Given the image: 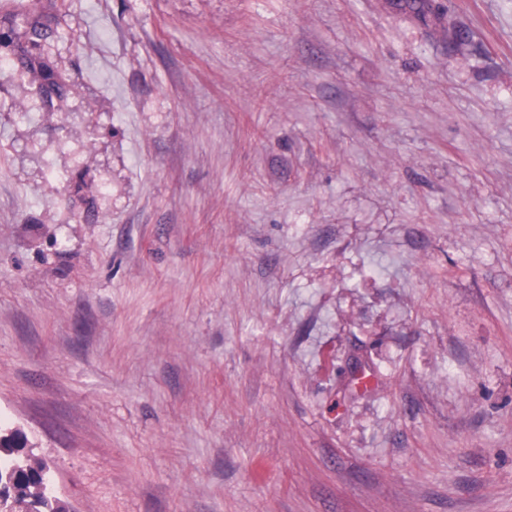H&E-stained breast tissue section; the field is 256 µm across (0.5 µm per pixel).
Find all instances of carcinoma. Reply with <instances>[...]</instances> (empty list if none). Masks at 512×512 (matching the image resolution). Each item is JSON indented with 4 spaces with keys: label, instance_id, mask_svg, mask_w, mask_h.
Instances as JSON below:
<instances>
[{
    "label": "carcinoma",
    "instance_id": "carcinoma-1",
    "mask_svg": "<svg viewBox=\"0 0 512 512\" xmlns=\"http://www.w3.org/2000/svg\"><path fill=\"white\" fill-rule=\"evenodd\" d=\"M66 96L64 85L52 81L40 89L47 105ZM24 442L17 432L0 431V512H66L48 495L45 465L23 463Z\"/></svg>",
    "mask_w": 512,
    "mask_h": 512
}]
</instances>
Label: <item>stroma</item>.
I'll use <instances>...</instances> for the list:
<instances>
[{
  "instance_id": "obj_1",
  "label": "stroma",
  "mask_w": 512,
  "mask_h": 512,
  "mask_svg": "<svg viewBox=\"0 0 512 512\" xmlns=\"http://www.w3.org/2000/svg\"><path fill=\"white\" fill-rule=\"evenodd\" d=\"M424 2L0 0V426L70 512H512V0Z\"/></svg>"
}]
</instances>
